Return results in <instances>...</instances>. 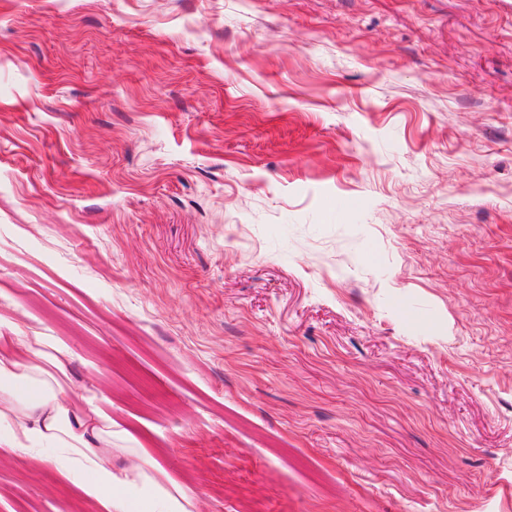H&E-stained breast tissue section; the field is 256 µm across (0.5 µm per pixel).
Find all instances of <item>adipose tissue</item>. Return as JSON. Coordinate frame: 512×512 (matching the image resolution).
I'll list each match as a JSON object with an SVG mask.
<instances>
[{
	"label": "adipose tissue",
	"instance_id": "ef3b65f1",
	"mask_svg": "<svg viewBox=\"0 0 512 512\" xmlns=\"http://www.w3.org/2000/svg\"><path fill=\"white\" fill-rule=\"evenodd\" d=\"M27 361L0 353V447L52 463L104 512H188L185 491H170L140 458L124 477L112 471V419L73 403L69 365L74 353L61 338L12 326Z\"/></svg>",
	"mask_w": 512,
	"mask_h": 512
}]
</instances>
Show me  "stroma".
I'll return each instance as SVG.
<instances>
[{
  "label": "stroma",
  "instance_id": "1",
  "mask_svg": "<svg viewBox=\"0 0 512 512\" xmlns=\"http://www.w3.org/2000/svg\"><path fill=\"white\" fill-rule=\"evenodd\" d=\"M12 323L193 512H512V0H0Z\"/></svg>",
  "mask_w": 512,
  "mask_h": 512
}]
</instances>
